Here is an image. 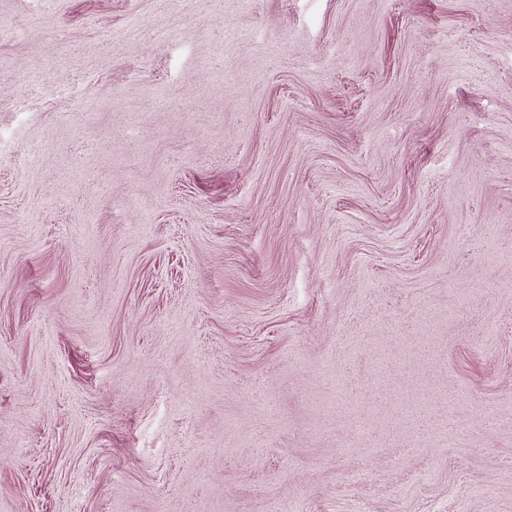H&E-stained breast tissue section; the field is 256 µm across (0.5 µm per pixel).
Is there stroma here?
I'll use <instances>...</instances> for the list:
<instances>
[{"mask_svg":"<svg viewBox=\"0 0 512 512\" xmlns=\"http://www.w3.org/2000/svg\"><path fill=\"white\" fill-rule=\"evenodd\" d=\"M512 512V0H0V512Z\"/></svg>","mask_w":512,"mask_h":512,"instance_id":"35a3bbf8","label":"stroma"}]
</instances>
